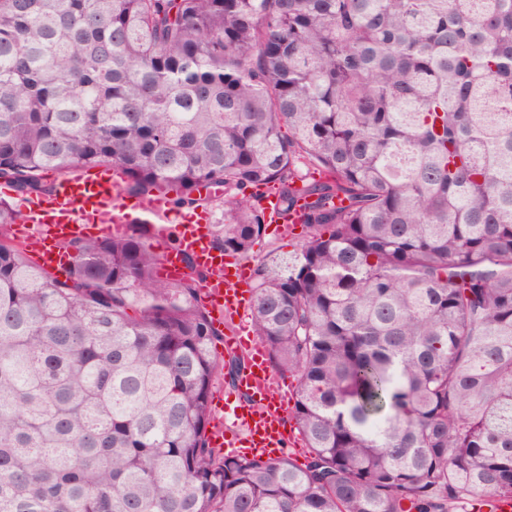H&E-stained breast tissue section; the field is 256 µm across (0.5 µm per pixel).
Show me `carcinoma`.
Listing matches in <instances>:
<instances>
[{
  "instance_id": "carcinoma-1",
  "label": "carcinoma",
  "mask_w": 512,
  "mask_h": 512,
  "mask_svg": "<svg viewBox=\"0 0 512 512\" xmlns=\"http://www.w3.org/2000/svg\"><path fill=\"white\" fill-rule=\"evenodd\" d=\"M288 128V134L282 128ZM307 168L300 172L298 165ZM224 195L304 461L212 448L217 351L145 225L33 263L0 206V512H494L512 497V0H0V179ZM302 182L296 186V182ZM262 191L266 192V200L264 201V205L266 208L268 224H283V226L280 228V231H275L273 228L266 226L262 241L254 248L255 254L262 255L273 250L290 251L292 250V247L288 246V243L291 238V234L288 232V224H284L285 220L280 216L278 212L276 196L274 193L266 190L265 188L262 189Z\"/></svg>"
}]
</instances>
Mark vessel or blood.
<instances>
[{"label": "vessel or blood", "instance_id": "b4317fda", "mask_svg": "<svg viewBox=\"0 0 512 512\" xmlns=\"http://www.w3.org/2000/svg\"><path fill=\"white\" fill-rule=\"evenodd\" d=\"M119 179L120 174L114 168L76 170L60 177L53 196L28 202L27 220L20 225L17 240L41 265L55 270L64 268L68 259L57 250V241L86 234L93 227L104 235L119 234L131 222L134 207L125 206L119 215L112 210ZM146 222L150 226V241L167 237L173 229L181 239L180 251L161 254L160 272L164 278L182 276V256L187 253L200 268L223 270L225 280L233 282L228 289L225 280L208 281L203 294L216 327L225 330V351L244 355L248 362L239 382L247 398L218 407L209 433L210 445L215 448L244 445L251 453L266 458L280 456L297 442L284 411L288 392L270 367L266 347L256 341L245 342L233 323L234 318L242 317L250 298L247 264L225 261L223 253L213 248L210 232L201 217L170 211L165 196H156Z\"/></svg>", "mask_w": 512, "mask_h": 512}]
</instances>
